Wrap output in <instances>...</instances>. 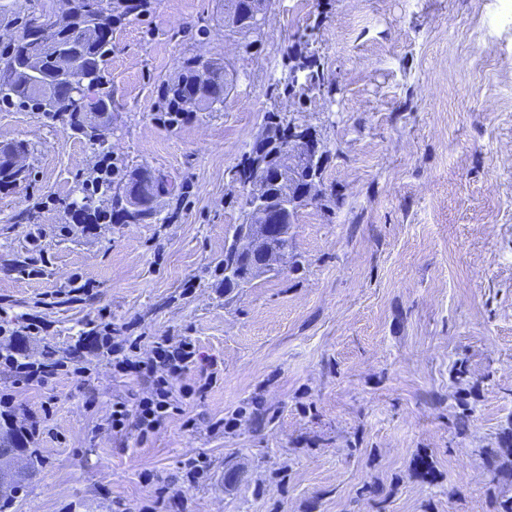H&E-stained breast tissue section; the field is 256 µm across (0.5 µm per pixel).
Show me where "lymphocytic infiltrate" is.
Returning a JSON list of instances; mask_svg holds the SVG:
<instances>
[{
  "label": "lymphocytic infiltrate",
  "mask_w": 512,
  "mask_h": 512,
  "mask_svg": "<svg viewBox=\"0 0 512 512\" xmlns=\"http://www.w3.org/2000/svg\"><path fill=\"white\" fill-rule=\"evenodd\" d=\"M44 329L40 318L33 316L20 324L0 323V339L6 341L0 346V371L6 372L15 386L45 385L65 370L64 361L47 355L37 359L16 346L17 337L38 336ZM93 347L107 358L113 376L149 384L146 393L134 400L113 398L106 418L113 435L133 433L143 440L179 414L176 384L199 358L191 339L155 337L149 354L144 356L139 337L113 335L111 324L105 323L95 331ZM0 423L9 429L13 446L23 450L36 446L42 421L14 394L0 393Z\"/></svg>",
  "instance_id": "1"
}]
</instances>
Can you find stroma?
I'll return each mask as SVG.
<instances>
[{
  "instance_id": "obj_1",
  "label": "stroma",
  "mask_w": 512,
  "mask_h": 512,
  "mask_svg": "<svg viewBox=\"0 0 512 512\" xmlns=\"http://www.w3.org/2000/svg\"><path fill=\"white\" fill-rule=\"evenodd\" d=\"M201 54L232 65V94L164 124L160 87ZM109 73L101 146L0 108V142L31 149L0 191V309L50 321L31 356L68 358L103 316L145 351L191 339L202 359L184 383L212 380L139 442L105 417L145 385L113 377L102 353L42 387L0 373L45 419L38 448L0 461L17 474L8 512H138L198 454L210 470L184 486L187 512H495L512 496V447L498 446L512 425V0H275L250 55L224 0H154L115 30ZM276 111L327 146L321 196L299 209L283 268L228 290L232 174ZM104 149L173 185L155 220L71 227ZM33 227L39 276L18 271ZM76 272L89 294L70 293ZM231 418L233 433L216 430ZM494 447L495 471L480 454Z\"/></svg>"
}]
</instances>
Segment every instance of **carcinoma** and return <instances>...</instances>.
Instances as JSON below:
<instances>
[{
  "instance_id": "carcinoma-1",
  "label": "carcinoma",
  "mask_w": 512,
  "mask_h": 512,
  "mask_svg": "<svg viewBox=\"0 0 512 512\" xmlns=\"http://www.w3.org/2000/svg\"><path fill=\"white\" fill-rule=\"evenodd\" d=\"M151 0H71L49 35L41 32L37 17L21 0H0V26L17 36L0 41V104L58 118L75 134L100 144L98 128L112 114V84L108 68L112 34L123 21L146 13ZM98 30L87 38L84 31ZM68 79L59 81L61 69ZM232 82L220 59L190 56L181 62L178 77L163 85L160 98L168 124L195 112L212 111L224 103V87ZM245 179L261 180L273 199L281 196L283 184L268 179L270 164L248 158L242 163ZM22 173L9 165L6 151L0 152V188L19 181ZM170 193L153 170L134 168L124 173V204L119 211L126 223H142L157 216L156 202ZM262 255L224 257L231 275L224 287L248 283L240 272L260 265Z\"/></svg>"
}]
</instances>
